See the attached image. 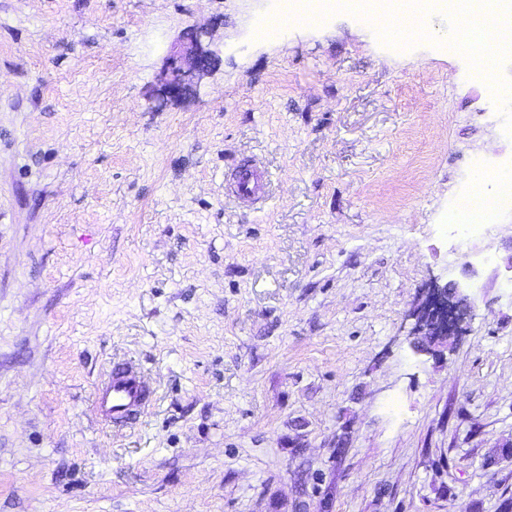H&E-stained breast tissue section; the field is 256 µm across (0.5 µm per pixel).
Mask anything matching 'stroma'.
<instances>
[{"label":"stroma","instance_id":"obj_1","mask_svg":"<svg viewBox=\"0 0 512 512\" xmlns=\"http://www.w3.org/2000/svg\"><path fill=\"white\" fill-rule=\"evenodd\" d=\"M275 0H0V512H503L512 502V210L456 246L475 158L512 170L448 42ZM213 58L175 99L170 56ZM258 209L224 195L244 158ZM492 255L489 265L480 264ZM471 313L406 336L431 283ZM132 427L93 413L117 361ZM345 1L340 0H278L277 13L285 17L306 18L313 16L316 19L324 17L327 13L336 10ZM467 210L468 200L467 197L462 194L456 200L448 216L449 232L452 238L463 239L477 228L476 224H485L483 223L486 222L485 220L469 219L465 214ZM151 393L145 378L128 363L121 362L111 368L95 389L94 408L113 427L125 428L140 418Z\"/></svg>","mask_w":512,"mask_h":512}]
</instances>
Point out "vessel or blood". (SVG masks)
Here are the masks:
<instances>
[{"mask_svg": "<svg viewBox=\"0 0 512 512\" xmlns=\"http://www.w3.org/2000/svg\"><path fill=\"white\" fill-rule=\"evenodd\" d=\"M269 182L268 170L259 162L249 160L236 167L225 184V190L240 203L252 205L265 198ZM150 398L148 382L124 362L111 368L93 394L97 414L119 429L137 421Z\"/></svg>", "mask_w": 512, "mask_h": 512, "instance_id": "b4317fda", "label": "vessel or blood"}]
</instances>
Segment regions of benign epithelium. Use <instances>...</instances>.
Returning <instances> with one entry per match:
<instances>
[{
    "label": "benign epithelium",
    "mask_w": 512,
    "mask_h": 512,
    "mask_svg": "<svg viewBox=\"0 0 512 512\" xmlns=\"http://www.w3.org/2000/svg\"><path fill=\"white\" fill-rule=\"evenodd\" d=\"M206 31L196 32L194 43L172 59L168 67L167 88L172 94L179 91L187 70L201 64L200 38ZM468 296L459 286L434 288L430 291L424 306L411 314L414 323L408 331L412 346L418 351L430 352L437 347H448V340L462 335V322L467 310Z\"/></svg>",
    "instance_id": "7a95c632"
}]
</instances>
